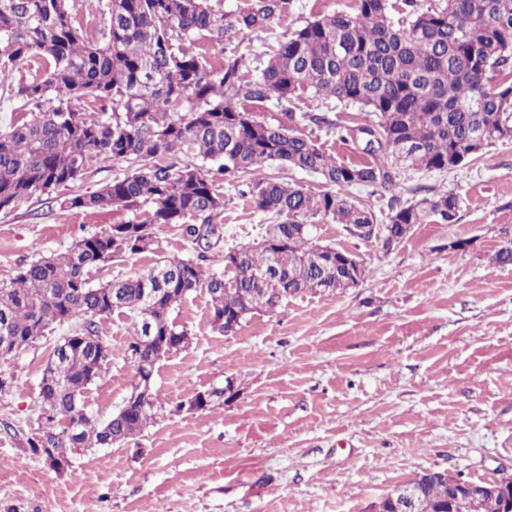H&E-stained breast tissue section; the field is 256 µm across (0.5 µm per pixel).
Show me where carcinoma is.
<instances>
[{"instance_id": "cac0c4a2", "label": "carcinoma", "mask_w": 512, "mask_h": 512, "mask_svg": "<svg viewBox=\"0 0 512 512\" xmlns=\"http://www.w3.org/2000/svg\"><path fill=\"white\" fill-rule=\"evenodd\" d=\"M222 0H107L108 28L91 39L72 21L70 0H0V91L35 111L0 127V211L36 193L80 180L94 163L125 161L134 169L63 208L134 211L102 235L84 237L62 253L33 260L0 283V336L25 347L53 326L74 325L67 352L55 355L51 382L42 383L41 428L30 452L69 462L80 451L120 443L153 423L142 405L100 423L84 393L98 377L110 346L97 321L115 312L131 317L128 341L136 361L147 336H186L171 311L190 292L210 298L211 322L270 313L281 300L263 298L253 272L274 269L268 288L300 294L353 287L336 248L312 240L318 220L353 233L377 223L372 208L348 195L353 186L396 191L401 172L452 170L497 142L512 141V0H444L419 11L415 0L399 25L394 0H353L349 11L305 21L279 43L254 76L245 56L223 48L242 32L267 29L289 0H250L226 10ZM220 47L217 62L193 46ZM38 56L42 74L16 85L9 65ZM311 93L355 104L374 117L346 129L365 136L369 158L346 164L282 123L257 120L246 103L271 102L300 124L336 128L325 116L296 113ZM111 111L104 118L101 113ZM219 163L228 184L247 185L254 211L275 220L271 245L227 247L240 263L224 272L203 266L224 241V188L204 167ZM268 164L319 175L318 193L264 174ZM383 246L436 217L457 221L459 198L443 192L414 202H388ZM169 225L196 257L162 260L132 278L90 284L89 269L151 249L155 227ZM149 354V348L142 350ZM426 508L448 512V481L420 483Z\"/></svg>"}]
</instances>
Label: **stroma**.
Instances as JSON below:
<instances>
[{"label":"stroma","mask_w":512,"mask_h":512,"mask_svg":"<svg viewBox=\"0 0 512 512\" xmlns=\"http://www.w3.org/2000/svg\"><path fill=\"white\" fill-rule=\"evenodd\" d=\"M351 3L292 0L267 30L232 45L249 67L262 66L289 30ZM128 168L97 163L72 189L0 212V281L133 219L59 205ZM403 184L457 194V222L428 218L386 249L321 221L315 242L351 252L367 268L363 283L288 297L231 335L214 328L206 291L190 293L172 312L190 342L154 371L155 423L74 456L67 471L49 469L26 444L42 422V370L67 327L0 360V512H365L429 469L473 481L512 475V265L493 260L501 229L512 230V142L450 171L407 173ZM224 194L225 238L254 244L263 216L237 189ZM155 236L153 251L90 269V283L192 253L173 227ZM457 239L470 240L466 253L450 249ZM130 325L118 313L97 323L111 356L85 402L101 421L131 391ZM228 383L234 393L223 403L179 410Z\"/></svg>","instance_id":"35a3bbf8"}]
</instances>
